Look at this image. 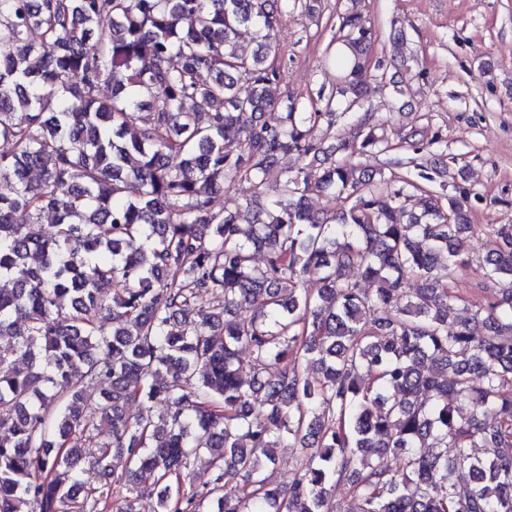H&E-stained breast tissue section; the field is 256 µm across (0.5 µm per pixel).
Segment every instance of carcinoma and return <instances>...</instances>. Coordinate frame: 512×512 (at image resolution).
<instances>
[{
	"instance_id": "carcinoma-1",
	"label": "carcinoma",
	"mask_w": 512,
	"mask_h": 512,
	"mask_svg": "<svg viewBox=\"0 0 512 512\" xmlns=\"http://www.w3.org/2000/svg\"><path fill=\"white\" fill-rule=\"evenodd\" d=\"M281 1L316 11L0 0V277L15 285L0 291V512H101L114 493L117 512H139L147 490L151 512H337L340 486L356 512H512V224L482 228L483 302L457 315L448 274L470 266L471 196L427 191L409 214L421 187L353 161L385 143L365 106L383 74L360 14L334 37L339 87L316 102L269 97L284 79L267 45ZM195 98L207 109H187ZM340 108L358 113L362 139L317 168L315 130ZM288 156L278 198L260 203ZM239 182L254 198L214 211ZM312 195L343 207L315 211ZM19 210L33 221L15 223ZM307 276L314 295L298 288ZM135 403L165 412L133 421ZM285 444L307 453L284 488L272 470ZM202 451L211 476L186 492ZM86 464L111 480L84 489Z\"/></svg>"
}]
</instances>
